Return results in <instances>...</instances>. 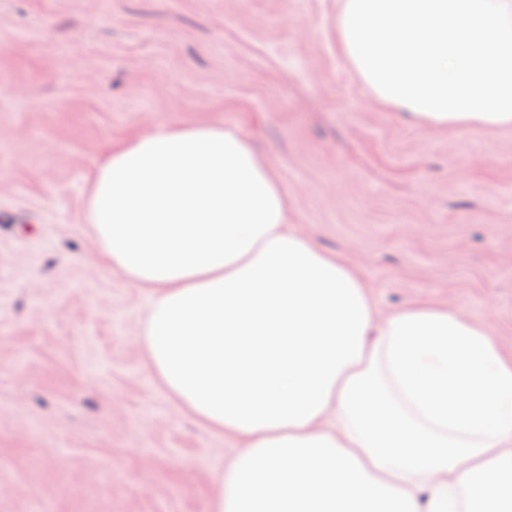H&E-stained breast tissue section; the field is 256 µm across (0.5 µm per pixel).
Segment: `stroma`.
Instances as JSON below:
<instances>
[{
    "label": "stroma",
    "instance_id": "1",
    "mask_svg": "<svg viewBox=\"0 0 512 512\" xmlns=\"http://www.w3.org/2000/svg\"><path fill=\"white\" fill-rule=\"evenodd\" d=\"M336 0H0V512H208L238 448L148 371L147 290L105 266L102 154L240 129L297 230L388 313L480 320L512 355V129L415 127L342 58Z\"/></svg>",
    "mask_w": 512,
    "mask_h": 512
}]
</instances>
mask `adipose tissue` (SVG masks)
I'll return each mask as SVG.
<instances>
[{
	"instance_id": "1",
	"label": "adipose tissue",
	"mask_w": 512,
	"mask_h": 512,
	"mask_svg": "<svg viewBox=\"0 0 512 512\" xmlns=\"http://www.w3.org/2000/svg\"><path fill=\"white\" fill-rule=\"evenodd\" d=\"M333 23L364 90L417 126L512 127V0H339ZM85 215L149 292V372L242 443L209 512H512V357L449 307L380 314L239 129L111 148Z\"/></svg>"
}]
</instances>
